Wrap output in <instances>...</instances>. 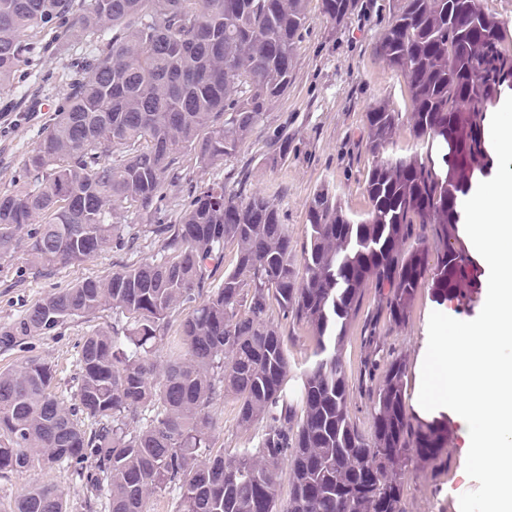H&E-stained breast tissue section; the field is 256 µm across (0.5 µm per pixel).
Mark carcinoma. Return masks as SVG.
<instances>
[{
	"label": "carcinoma",
	"mask_w": 512,
	"mask_h": 512,
	"mask_svg": "<svg viewBox=\"0 0 512 512\" xmlns=\"http://www.w3.org/2000/svg\"><path fill=\"white\" fill-rule=\"evenodd\" d=\"M354 8L355 0H321L338 22ZM488 17L482 0H403L375 43L374 56L403 76L412 112L385 101L366 112L377 162L364 219L351 218L330 189L315 190L297 257L273 202L213 183L177 223L146 229L164 255L53 292L1 326L0 350L9 351L106 309L128 319L122 331L84 338L69 407L40 359L0 371V472L65 464L108 512H150L173 488L174 512H406L404 469L448 447L451 424L408 416L399 359L372 394L373 432L361 433L347 408L341 349L369 287L392 327L406 322L428 278L439 300L459 306L481 287L456 202L491 164L484 114L512 86L505 29ZM308 20L307 0H0L1 88L23 62L29 31L110 34L78 64L27 154L30 182L0 195V254L21 252L40 272L134 243L112 211L129 204L151 220L184 153L203 166L233 157L288 92ZM405 125L419 145L411 153L396 150ZM427 225L443 244L430 273ZM228 242L235 264L207 292ZM275 312L314 341L299 409L283 398L288 354ZM226 395L238 401L240 427L276 411L280 424L256 448L209 452L214 405ZM14 512H67L64 493L33 487Z\"/></svg>",
	"instance_id": "obj_1"
}]
</instances>
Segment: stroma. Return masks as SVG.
<instances>
[{"mask_svg":"<svg viewBox=\"0 0 512 512\" xmlns=\"http://www.w3.org/2000/svg\"><path fill=\"white\" fill-rule=\"evenodd\" d=\"M401 0H357L356 10L342 23L321 12V0H308V26L298 44L292 82L285 96L266 108L253 135L230 159L200 167L193 155H184L167 177V194L159 221L174 223L181 204L214 182L227 189L267 196L280 210L294 246L306 236V207L320 185H329L342 205L357 219L369 209L365 179L375 160L365 145V114L379 101L396 111L411 109L404 79L378 62L373 46L390 25ZM28 52L10 86L0 88V192L27 180L23 161L53 118V105L63 97L75 65L91 48L83 37L56 40L54 29L30 33ZM288 143L284 159L273 157L274 136ZM116 224L130 225L137 241L133 248L111 249L75 266L47 274L32 269L24 254L0 255V326L9 323L48 294L87 278L111 275L121 265H133L161 256L162 245L144 231V221L134 209L120 208L112 215ZM483 300L469 308L437 301L422 288L401 327L376 321L374 289H366L359 317L344 339L342 357L348 378V410L364 434L373 431L371 396L392 360H404L410 370L405 398L407 413L421 381L418 354L431 312L440 311L466 321L478 315ZM125 315L106 310L90 318L62 325L54 335L30 339L23 347L0 352V371L37 357L55 372V392L69 401L77 372L78 353L85 336L104 328L124 329ZM289 371L284 392L299 400L302 378L314 343L305 326L285 323ZM218 425L213 433L214 451L232 453L257 447L267 422L244 429L237 423V402L227 396L215 404ZM459 436H452L436 460L410 464L402 473L407 512H460L459 497L476 488L465 472L466 456ZM44 483L65 492L67 512H103L84 482L71 468L24 473L0 472V512H13L16 500L29 488Z\"/></svg>","mask_w":512,"mask_h":512,"instance_id":"stroma-1","label":"stroma"}]
</instances>
